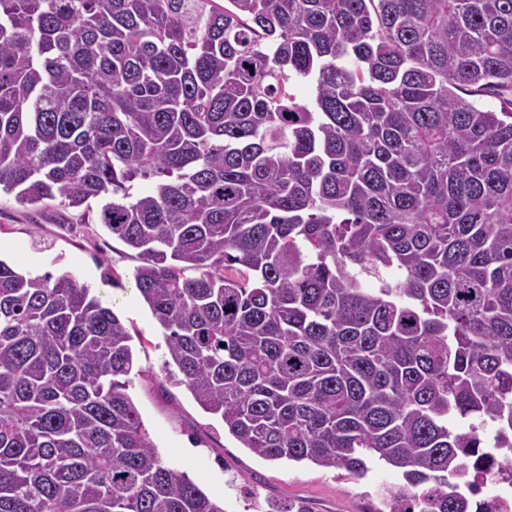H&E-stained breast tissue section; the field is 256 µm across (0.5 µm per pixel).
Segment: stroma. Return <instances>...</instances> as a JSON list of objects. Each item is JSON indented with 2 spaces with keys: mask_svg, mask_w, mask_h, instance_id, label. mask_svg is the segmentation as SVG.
I'll return each mask as SVG.
<instances>
[{
  "mask_svg": "<svg viewBox=\"0 0 512 512\" xmlns=\"http://www.w3.org/2000/svg\"><path fill=\"white\" fill-rule=\"evenodd\" d=\"M100 203L31 209L0 194V259L34 275L71 274L103 297L132 334L137 364L128 393L162 457L224 505V512H286L294 501L309 512H381L385 491L400 474L373 469L361 479L311 462L259 458L225 433L191 393L165 378L163 331L135 288L132 250L99 220Z\"/></svg>",
  "mask_w": 512,
  "mask_h": 512,
  "instance_id": "35a3bbf8",
  "label": "stroma"
}]
</instances>
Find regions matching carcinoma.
<instances>
[{
  "label": "carcinoma",
  "instance_id": "cac0c4a2",
  "mask_svg": "<svg viewBox=\"0 0 512 512\" xmlns=\"http://www.w3.org/2000/svg\"><path fill=\"white\" fill-rule=\"evenodd\" d=\"M0 190L102 201L167 379L241 447L481 512L478 430L512 448V0H0ZM131 340L0 259V512H224L159 456Z\"/></svg>",
  "mask_w": 512,
  "mask_h": 512
}]
</instances>
